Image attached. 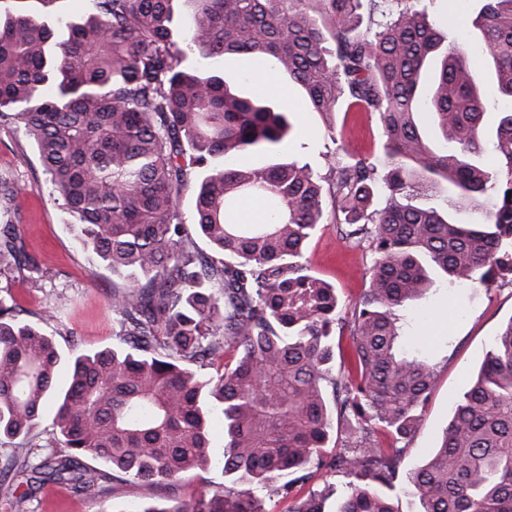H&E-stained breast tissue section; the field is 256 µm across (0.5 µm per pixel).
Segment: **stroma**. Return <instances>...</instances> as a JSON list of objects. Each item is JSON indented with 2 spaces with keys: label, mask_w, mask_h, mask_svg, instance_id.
Here are the masks:
<instances>
[{
  "label": "stroma",
  "mask_w": 512,
  "mask_h": 512,
  "mask_svg": "<svg viewBox=\"0 0 512 512\" xmlns=\"http://www.w3.org/2000/svg\"><path fill=\"white\" fill-rule=\"evenodd\" d=\"M92 0H0V14L20 8L34 18L79 20ZM286 101L294 124L280 146L279 155L309 164L319 174L328 171L327 159L347 148L353 155L372 158L381 154L378 125L364 117L336 110L331 120L309 111L296 87H289ZM0 175L18 188L12 207L0 213L1 224L17 225L26 250L38 264V283L30 271L17 273L8 290L21 317L43 315V330L51 336L65 361L57 372L58 386H67V356L115 344L112 291L120 279L76 242L70 216L54 202L39 155L24 132L0 123ZM304 260L311 273L334 286L342 302L359 299L368 286V270L375 255L367 243L342 236L336 225L323 224L308 239ZM512 319V275L497 277L481 288H445L436 281L421 299L403 312V343L408 351L425 355L434 367L435 383L423 407L417 429L406 440L399 462L400 476L423 465L439 444L456 403L475 380L501 326ZM345 476L327 470L314 472L291 497H266L264 512H290L297 496L310 491L326 493L325 508L333 512L346 491ZM99 500L48 484L32 499L11 506L0 501V512H97Z\"/></svg>",
  "instance_id": "stroma-1"
}]
</instances>
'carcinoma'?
<instances>
[{"instance_id": "cac0c4a2", "label": "carcinoma", "mask_w": 512, "mask_h": 512, "mask_svg": "<svg viewBox=\"0 0 512 512\" xmlns=\"http://www.w3.org/2000/svg\"><path fill=\"white\" fill-rule=\"evenodd\" d=\"M174 2L93 0L92 13L59 31L0 18V122L33 140L80 244L126 283L112 291L120 343L71 357L61 391L54 341L0 298V438L26 437L56 399L55 446L17 449L21 481L0 480V499L46 482L135 499L146 485H206L217 463L224 487L126 512H263L254 490L286 497L323 468L351 478L335 512H396L400 442L435 379L426 357L403 349L399 311L429 290L430 268L450 288L512 274V108L486 128L466 34L441 31L409 0H372L400 5L373 33L360 29L363 0H184L190 21L179 32ZM480 2L483 61L512 104V0ZM196 50L205 60L273 59L309 111L327 116L343 103L378 122L379 162L338 154L320 177L278 159L288 107L259 88L236 92V78L206 64L188 67ZM421 112L442 147L422 136ZM489 144L504 181L486 166ZM250 152L272 161L235 164ZM443 183L450 206L478 212L472 222L409 202ZM187 185L192 224L218 260L196 249L182 219ZM378 194L385 205L373 210ZM245 199L261 203L263 220H243ZM329 223L352 226L376 254L367 290L346 307L303 262L305 242ZM30 264L17 225L0 226V283ZM338 333L349 364L337 376ZM335 419L347 428L332 453ZM407 485L420 512H512V318ZM290 512L325 510L313 493Z\"/></svg>"}]
</instances>
